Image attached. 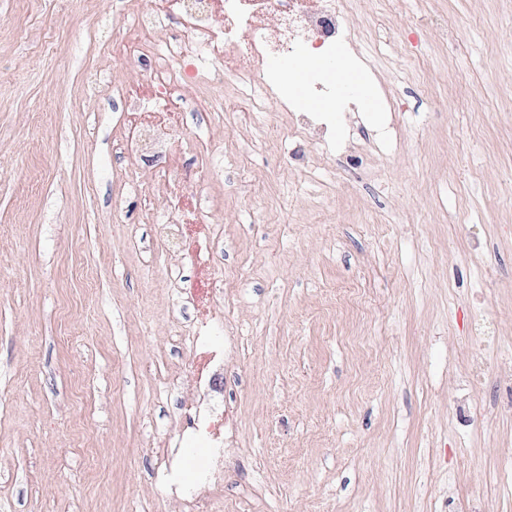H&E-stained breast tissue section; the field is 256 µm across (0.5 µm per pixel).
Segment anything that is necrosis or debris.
<instances>
[{
  "mask_svg": "<svg viewBox=\"0 0 512 512\" xmlns=\"http://www.w3.org/2000/svg\"><path fill=\"white\" fill-rule=\"evenodd\" d=\"M280 23L277 37L263 34L268 15ZM182 17L190 40L167 46L160 62L151 67V93L130 89L119 93L124 111L145 112L150 100L170 108L191 53H199L198 79L221 77L236 85H250L270 93L268 60L295 52L303 46L329 49L339 38H352L345 0H159L136 17V28L147 33L163 21ZM184 442L204 445L206 461L198 466L193 483L181 479L175 457L161 456L154 473L157 483L185 497L192 512H215L218 493L224 486V411H195Z\"/></svg>",
  "mask_w": 512,
  "mask_h": 512,
  "instance_id": "necrosis-or-debris-1",
  "label": "necrosis or debris"
}]
</instances>
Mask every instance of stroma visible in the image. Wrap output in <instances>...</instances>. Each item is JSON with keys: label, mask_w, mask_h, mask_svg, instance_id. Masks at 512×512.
Wrapping results in <instances>:
<instances>
[{"label": "stroma", "mask_w": 512, "mask_h": 512, "mask_svg": "<svg viewBox=\"0 0 512 512\" xmlns=\"http://www.w3.org/2000/svg\"><path fill=\"white\" fill-rule=\"evenodd\" d=\"M146 5L0 0V512H186L155 450L207 404L222 512H512V0H349L381 111L217 78L205 119L190 73L117 111ZM219 279L208 398L170 314Z\"/></svg>", "instance_id": "1"}]
</instances>
